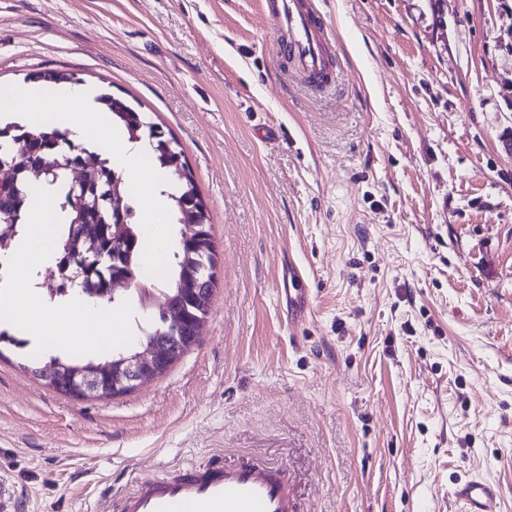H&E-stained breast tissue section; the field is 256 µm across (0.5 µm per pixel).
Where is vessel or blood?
Returning a JSON list of instances; mask_svg holds the SVG:
<instances>
[{
    "mask_svg": "<svg viewBox=\"0 0 512 512\" xmlns=\"http://www.w3.org/2000/svg\"><path fill=\"white\" fill-rule=\"evenodd\" d=\"M319 0H274L268 17L281 36L280 51L305 81L321 86L332 74L333 56ZM453 495L460 512H499L501 489L482 479L459 484ZM118 512H298L285 471L249 460L221 458L178 467L137 480Z\"/></svg>",
    "mask_w": 512,
    "mask_h": 512,
    "instance_id": "vessel-or-blood-1",
    "label": "vessel or blood"
}]
</instances>
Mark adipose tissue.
<instances>
[{
    "label": "adipose tissue",
    "instance_id": "ef3b65f1",
    "mask_svg": "<svg viewBox=\"0 0 512 512\" xmlns=\"http://www.w3.org/2000/svg\"><path fill=\"white\" fill-rule=\"evenodd\" d=\"M7 95V105L11 108L56 110L61 127L79 139H87L91 129L101 130L100 148L109 154L131 190L137 192L149 222L143 244V261L146 266L163 270L171 233L160 224L164 213L163 196L156 183L145 180L150 153L148 144L127 141L114 129L110 113L90 111L91 91L61 88L56 95L48 96L38 86L32 85L9 89ZM60 101L67 103V110L57 111L56 104ZM52 233V225H30L25 238L7 260L15 277L12 283L0 290V303L13 311V327L29 336L32 348L40 353L49 352L51 347L60 345L62 338L71 336L78 337L79 348L88 350L109 349L126 342L125 334H112L110 310L90 307L84 296H73L60 307L45 308L34 290L32 273L40 262L49 257L48 243Z\"/></svg>",
    "mask_w": 512,
    "mask_h": 512
}]
</instances>
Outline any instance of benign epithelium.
<instances>
[{
	"instance_id": "benign-epithelium-1",
	"label": "benign epithelium",
	"mask_w": 512,
	"mask_h": 512,
	"mask_svg": "<svg viewBox=\"0 0 512 512\" xmlns=\"http://www.w3.org/2000/svg\"><path fill=\"white\" fill-rule=\"evenodd\" d=\"M212 279L209 274L192 276L190 287L176 288L174 294L165 295L162 312L165 336L159 340H146L139 343L119 364L108 363L98 367V374L86 376L79 381L65 384L60 376L48 372L44 380L52 387H59L68 394L81 399H102L114 392L133 391L157 376L170 365L174 353L195 341L200 331L193 336H184L180 327L195 324L210 307Z\"/></svg>"
}]
</instances>
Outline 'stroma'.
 <instances>
[{
  "instance_id": "35a3bbf8",
  "label": "stroma",
  "mask_w": 512,
  "mask_h": 512,
  "mask_svg": "<svg viewBox=\"0 0 512 512\" xmlns=\"http://www.w3.org/2000/svg\"><path fill=\"white\" fill-rule=\"evenodd\" d=\"M264 0H0V87L63 71L176 138L217 268L198 342L79 400L0 347V502L106 512L221 456L287 469L299 512H512V0H322L314 92ZM298 267L291 325L277 291ZM461 505L459 512H500L501 489L482 479H471L459 484L453 491Z\"/></svg>"
}]
</instances>
